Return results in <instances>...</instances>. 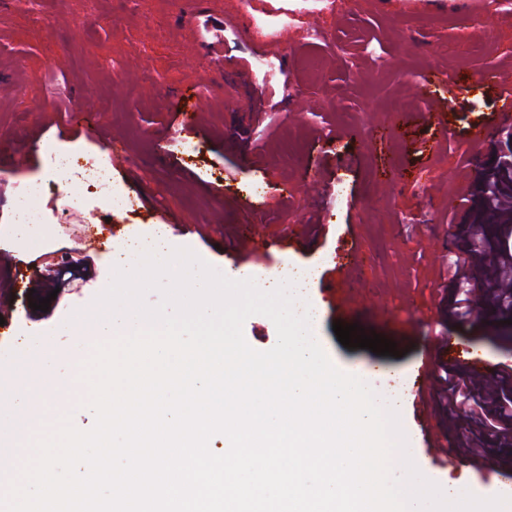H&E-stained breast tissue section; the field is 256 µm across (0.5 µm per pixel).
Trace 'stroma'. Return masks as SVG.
Listing matches in <instances>:
<instances>
[{
    "mask_svg": "<svg viewBox=\"0 0 512 512\" xmlns=\"http://www.w3.org/2000/svg\"><path fill=\"white\" fill-rule=\"evenodd\" d=\"M208 8L193 19L185 0H38L31 10L0 0V184L9 189L0 225L13 221L12 192L40 182L58 206H72L70 222L103 230L95 242L67 235L49 210L41 221L52 232L37 248L0 238V304L10 320L0 351L28 334L66 347L72 317L110 282L113 253L161 227L206 263L250 265L266 277L334 258L355 237V258L322 274L334 289L311 287L323 348L343 372L371 369L408 392L421 355L447 334L489 370L512 362L503 313L487 306L465 321L451 317L448 283L457 249L494 245L471 243L465 224L474 188L491 176L481 161L505 128L493 91L475 76L491 69L512 79V0H208ZM442 75L455 79L456 99L422 116L415 86ZM138 78L140 95L128 98L126 84ZM193 87L198 128L188 139L200 154L190 159L167 132L171 98ZM478 126L485 137L474 143ZM43 139L106 166L120 145L132 166L111 173L118 204L53 184ZM250 233L271 249L250 255L242 242ZM36 257L70 276L16 287L13 259ZM34 297L49 298L48 311L30 308ZM337 321L390 339L397 356L345 348ZM403 420L430 479L496 493L467 460L436 464L425 431L451 444L466 422L435 392L425 408L408 402Z\"/></svg>",
    "mask_w": 512,
    "mask_h": 512,
    "instance_id": "obj_1",
    "label": "stroma"
}]
</instances>
